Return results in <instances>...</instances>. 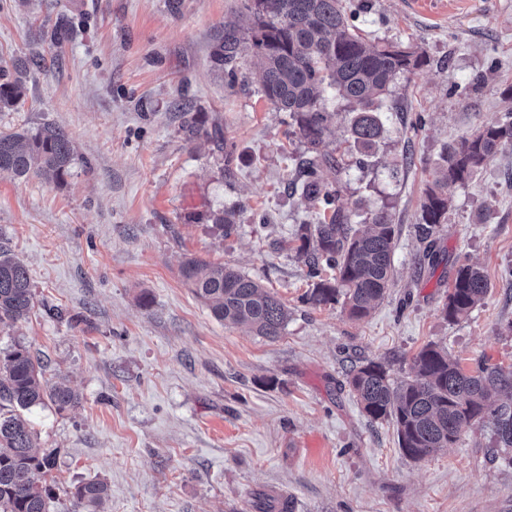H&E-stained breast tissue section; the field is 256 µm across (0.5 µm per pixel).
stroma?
I'll list each match as a JSON object with an SVG mask.
<instances>
[{"label":"stroma","instance_id":"stroma-1","mask_svg":"<svg viewBox=\"0 0 512 512\" xmlns=\"http://www.w3.org/2000/svg\"><path fill=\"white\" fill-rule=\"evenodd\" d=\"M345 2L366 41L423 58L386 98L371 149L354 147L348 112L327 101L339 166L322 179L355 222L384 210L398 230L390 292L359 321L306 301L315 278L294 233L321 208L294 186L306 153L251 53L233 81L212 62L217 31L249 24L241 0H0V61L44 58L0 131L54 123L75 151L64 183L0 176V243L35 292L0 348L25 345L80 396L24 413L37 450L56 454L48 512H74L75 486L93 480L109 486L104 512H259L272 493L291 512H512L491 423L413 461L345 382L370 360L405 380L431 342L467 370L512 367V148L456 186L435 245L415 231L444 146L512 112V0ZM61 20L71 37L56 48L44 34ZM187 112L206 116L190 140ZM228 208L225 236L210 215ZM188 257L276 294L281 336L217 320L181 279ZM464 263L489 288L450 323L441 310Z\"/></svg>","mask_w":512,"mask_h":512}]
</instances>
